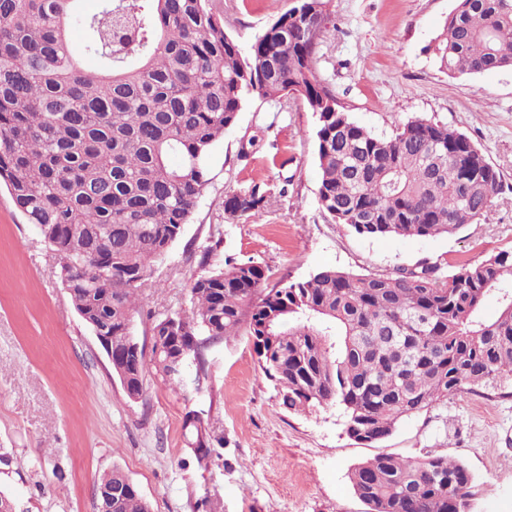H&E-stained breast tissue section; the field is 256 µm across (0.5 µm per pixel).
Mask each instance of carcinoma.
<instances>
[{"mask_svg":"<svg viewBox=\"0 0 512 512\" xmlns=\"http://www.w3.org/2000/svg\"><path fill=\"white\" fill-rule=\"evenodd\" d=\"M0 0V184L55 252L72 304L112 336L114 364L145 392L208 379L206 350L244 335L281 405L334 406L362 443L462 393L512 380V251L446 274L436 264L359 276L334 268L269 291L261 264L203 249L191 313L154 322L150 350L124 358L139 289L182 235L210 183L212 145L251 96L302 100L317 117L319 202L336 224L368 237L451 235L486 217L499 171L469 137L415 117L388 137L355 122L317 72L327 0L295 5L248 50L224 33L212 0ZM85 33L83 58L68 30ZM433 52L450 75L512 69V0H456ZM178 158L179 163L171 162ZM258 183L224 200L234 219L267 207ZM497 292L500 309H481ZM201 463L213 439L187 413ZM119 468L100 478L99 512H151ZM368 512H467V467L434 450L377 455L352 468Z\"/></svg>","mask_w":512,"mask_h":512,"instance_id":"obj_1","label":"carcinoma"}]
</instances>
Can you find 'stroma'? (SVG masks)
I'll return each instance as SVG.
<instances>
[{
	"instance_id": "obj_1",
	"label": "stroma",
	"mask_w": 512,
	"mask_h": 512,
	"mask_svg": "<svg viewBox=\"0 0 512 512\" xmlns=\"http://www.w3.org/2000/svg\"><path fill=\"white\" fill-rule=\"evenodd\" d=\"M241 47L295 0H214ZM455 0H329L332 23L319 72L351 118L373 134L422 116L468 136L499 170L485 221L428 239L366 237L332 223L318 202L316 116L299 100L252 97L211 149L210 184L182 237L141 288L131 332L152 342L156 319L189 313L197 273L191 249L212 233L226 257L269 269L268 286L333 267L388 274L422 262L445 273L512 250V69L448 76L432 51ZM253 141L249 157L242 142ZM254 182L287 185L261 212L234 220L224 198ZM202 390L164 387L154 371L130 400L107 355L63 287L52 248L0 188V491L17 512H96V485L120 468L152 512H367L349 472L379 454L435 449L474 476V512H512V383L465 393L402 421L367 445L349 436L339 408L293 413L280 404L247 337L208 349ZM200 412L214 437L198 464L183 423Z\"/></svg>"
}]
</instances>
